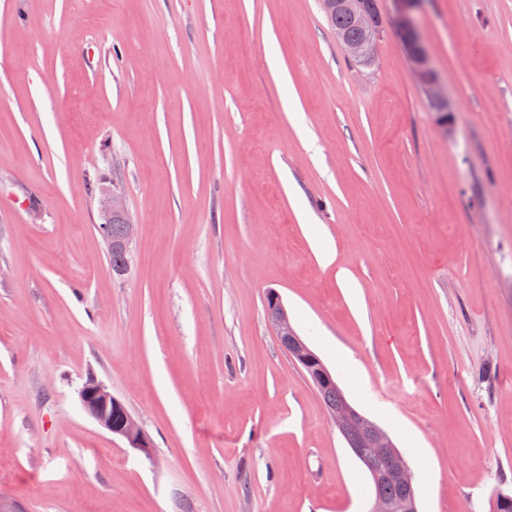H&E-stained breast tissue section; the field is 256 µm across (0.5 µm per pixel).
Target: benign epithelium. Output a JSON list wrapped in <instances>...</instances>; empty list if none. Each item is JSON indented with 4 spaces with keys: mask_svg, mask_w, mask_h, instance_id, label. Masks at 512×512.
I'll use <instances>...</instances> for the list:
<instances>
[{
    "mask_svg": "<svg viewBox=\"0 0 512 512\" xmlns=\"http://www.w3.org/2000/svg\"><path fill=\"white\" fill-rule=\"evenodd\" d=\"M421 0H389V29L401 41L406 58L414 72L417 82L429 98L437 120L448 127L449 112L452 111L448 97L442 92L441 77L433 65L427 45L421 39L415 22V13ZM328 11L336 14L347 13L357 20L360 35L354 40H342V44L351 59L371 66L377 58V46L383 30L368 27L365 24L364 0H323ZM100 210L105 223L98 225V232L107 246H112V215L124 220V245H129L134 234L135 224L125 209L121 196L111 190L100 195ZM271 305L270 318L280 340L291 344L288 354L307 374L313 385L320 388L332 383L329 370L319 358L309 353L300 343L298 335L288 320V315L279 295L273 291L267 294ZM80 402L89 416L109 433L124 439L130 448L142 453L146 458L153 457V443L138 424L124 402L114 396L102 383L92 379L79 389ZM353 451L360 457L372 461V478L379 485L389 478H395L405 486L413 484V474L405 457L395 448L386 447L384 437L371 435L359 439Z\"/></svg>",
    "mask_w": 512,
    "mask_h": 512,
    "instance_id": "benign-epithelium-1",
    "label": "benign epithelium"
}]
</instances>
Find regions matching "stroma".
I'll return each mask as SVG.
<instances>
[{
	"instance_id": "1",
	"label": "stroma",
	"mask_w": 512,
	"mask_h": 512,
	"mask_svg": "<svg viewBox=\"0 0 512 512\" xmlns=\"http://www.w3.org/2000/svg\"><path fill=\"white\" fill-rule=\"evenodd\" d=\"M417 23L445 128L396 36L359 66L320 0H0L1 495L369 512L271 290L418 512L512 495V0H425ZM104 188L135 224L121 276ZM90 376L152 457L85 413ZM267 301L271 305V309H268V311L279 339L289 341L291 344V348L288 350L291 359L305 371L315 387L321 388L322 385L331 384L332 377L329 370L319 358L309 353L300 343L296 331L288 320V315L279 295L270 291L267 294Z\"/></svg>"
}]
</instances>
